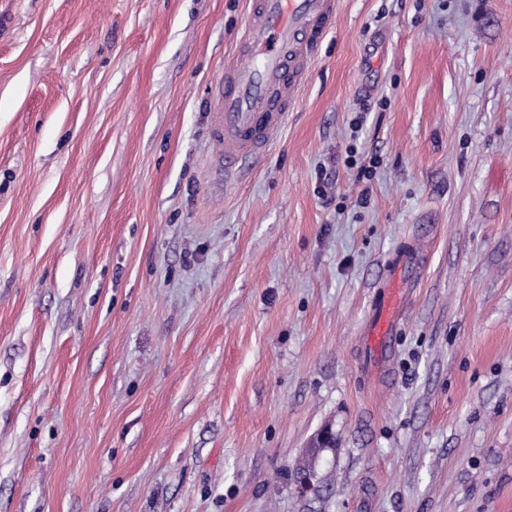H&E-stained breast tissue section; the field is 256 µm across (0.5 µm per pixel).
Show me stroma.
I'll list each match as a JSON object with an SVG mask.
<instances>
[{
  "label": "stroma",
  "instance_id": "stroma-1",
  "mask_svg": "<svg viewBox=\"0 0 512 512\" xmlns=\"http://www.w3.org/2000/svg\"><path fill=\"white\" fill-rule=\"evenodd\" d=\"M250 6L0 0V512H512V0H339L227 176ZM388 272V288H391V291L396 288H401V284L414 277L415 271L411 255L409 253L402 254L401 257L389 267ZM399 307L400 300L397 296H388L382 305L378 321L369 336H377L379 343L385 342L386 336H391L390 325L394 323Z\"/></svg>",
  "mask_w": 512,
  "mask_h": 512
}]
</instances>
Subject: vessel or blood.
Wrapping results in <instances>:
<instances>
[{
  "mask_svg": "<svg viewBox=\"0 0 512 512\" xmlns=\"http://www.w3.org/2000/svg\"><path fill=\"white\" fill-rule=\"evenodd\" d=\"M336 11V0H252L241 48L225 61L213 101L216 162L225 173L274 143ZM388 272L393 289L413 278L411 255L402 254ZM399 307L396 296L384 301L373 329L378 341L389 336Z\"/></svg>",
  "mask_w": 512,
  "mask_h": 512,
  "instance_id": "vessel-or-blood-1",
  "label": "vessel or blood"
}]
</instances>
